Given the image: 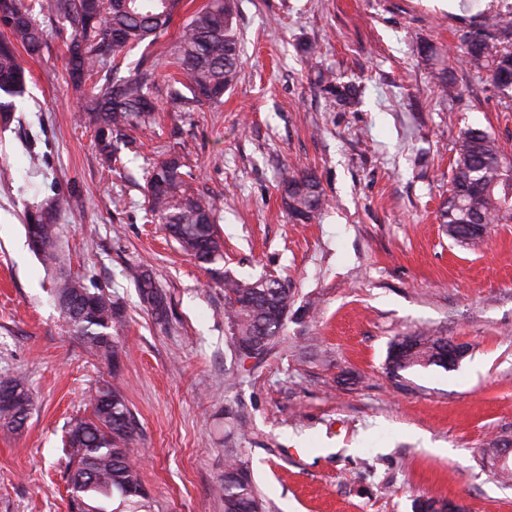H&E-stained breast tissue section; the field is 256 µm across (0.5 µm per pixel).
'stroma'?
<instances>
[{"label":"stroma","mask_w":512,"mask_h":512,"mask_svg":"<svg viewBox=\"0 0 512 512\" xmlns=\"http://www.w3.org/2000/svg\"><path fill=\"white\" fill-rule=\"evenodd\" d=\"M205 2L184 0L167 33L127 53L121 76L145 60L163 107L113 164L75 115L68 23L40 17L46 42L21 57L27 91L0 126V380L25 375L35 409L21 431L0 428V512H68L65 424L89 415L101 382L128 401L145 496L96 499L100 512H224L232 455L265 512H412L422 496L512 512V486L480 454L512 445V223L474 247L439 218L464 129L512 156V99L459 62L464 37L512 0H234L236 84L222 103L176 112L169 50ZM440 68L452 95L435 84ZM328 77L358 85V102L336 98ZM173 153L221 206L225 272L281 278L295 294L263 357L239 356L223 285L146 218V176ZM299 173L326 199L308 224L281 203L282 179ZM55 198L61 273L122 305L118 366L68 334L57 273L31 247L26 216ZM131 266L164 290L166 318L141 303ZM421 329L467 355L388 374L390 342Z\"/></svg>","instance_id":"stroma-1"}]
</instances>
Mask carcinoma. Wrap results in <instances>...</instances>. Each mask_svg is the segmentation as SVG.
Returning a JSON list of instances; mask_svg holds the SVG:
<instances>
[{
    "mask_svg": "<svg viewBox=\"0 0 512 512\" xmlns=\"http://www.w3.org/2000/svg\"><path fill=\"white\" fill-rule=\"evenodd\" d=\"M182 0H40V10L67 22L71 32L65 43V70L78 92L80 109L94 126L95 140L112 160L118 144L128 145L127 130L146 125L159 111L150 87L154 72L140 69L120 77L117 55L166 32L181 9ZM0 26L16 43L34 54L45 41L28 0H0ZM171 64L180 70L172 108L192 112L217 102L237 81L241 61L233 0H208L193 12L170 49ZM465 65L487 80L505 98L512 97V13L494 16L466 38ZM26 90L25 70L8 44L0 45V121L10 119L16 99ZM182 157L172 154L157 163L147 179L146 203L150 223L165 232L224 285L226 319L233 339L243 346L271 349L288 320L294 294L276 279L239 280L220 268L224 245L216 227L217 206L208 196L186 185ZM283 204L288 215L303 223L323 209L325 199L316 179L308 174L282 181ZM59 202L40 204L28 215L26 231L33 249L47 270L61 262L56 213ZM444 224H509L512 222V162L487 131L464 130L456 144L451 188L441 213ZM127 276L138 288L141 302L158 319L167 316L166 297L146 269L130 267ZM54 301L66 326L91 355L114 362L118 346L112 331L120 328L119 302L99 288H89L79 278L60 279ZM417 343L389 374L430 366L448 368L435 351L447 340L422 332ZM20 397L0 405V425L12 431L23 428L34 406L32 389L23 375L8 378ZM91 413L71 418L65 430L71 509L93 512L87 500L115 493L124 498L144 496L138 471L130 461L129 444L134 425L127 399L115 386L103 383L88 395ZM224 512H263L248 468L231 459L220 487Z\"/></svg>",
    "mask_w": 512,
    "mask_h": 512,
    "instance_id": "1",
    "label": "carcinoma"
}]
</instances>
